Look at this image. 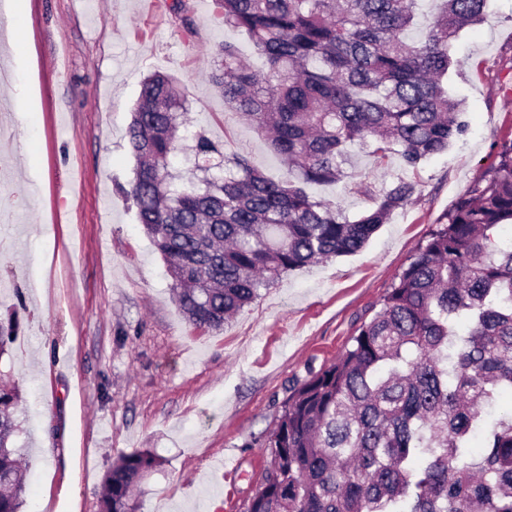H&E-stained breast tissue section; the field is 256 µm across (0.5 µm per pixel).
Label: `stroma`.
Listing matches in <instances>:
<instances>
[{"label": "stroma", "instance_id": "35a3bbf8", "mask_svg": "<svg viewBox=\"0 0 512 512\" xmlns=\"http://www.w3.org/2000/svg\"><path fill=\"white\" fill-rule=\"evenodd\" d=\"M149 2L27 0L25 41L0 40V125L14 131L0 140V318L22 323L0 370L21 393L24 512H100L107 469L134 450L161 461L135 491L140 512H245L293 386L351 346L512 141V0H492L456 44L465 132L414 169L399 150L380 161L353 147L344 182L312 190L353 219L405 180L406 206L360 252L284 275L223 329L195 328L121 192L136 167L127 131L142 80L173 77L193 125L270 178L287 168L209 80L227 41L261 63L215 0H185L179 17Z\"/></svg>", "mask_w": 512, "mask_h": 512}]
</instances>
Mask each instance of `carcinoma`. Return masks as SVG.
<instances>
[{"mask_svg": "<svg viewBox=\"0 0 512 512\" xmlns=\"http://www.w3.org/2000/svg\"><path fill=\"white\" fill-rule=\"evenodd\" d=\"M224 26L262 59L224 43L210 80L224 106L268 137L288 178L265 175L204 129L187 92L155 73L128 128L137 158L122 192L162 255L192 325L220 329L283 275L360 251L404 207L400 181L351 220L308 187L346 177L349 147H401L416 168L465 132L448 81L454 43L490 0H215ZM191 142L198 180L176 169ZM512 141L395 277L352 345L296 387L268 440L263 488L247 512H512ZM19 323L0 322V358ZM19 390L0 379V512H21L26 474L10 439ZM159 465L118 456L101 512H137L133 488Z\"/></svg>", "mask_w": 512, "mask_h": 512, "instance_id": "1", "label": "carcinoma"}]
</instances>
